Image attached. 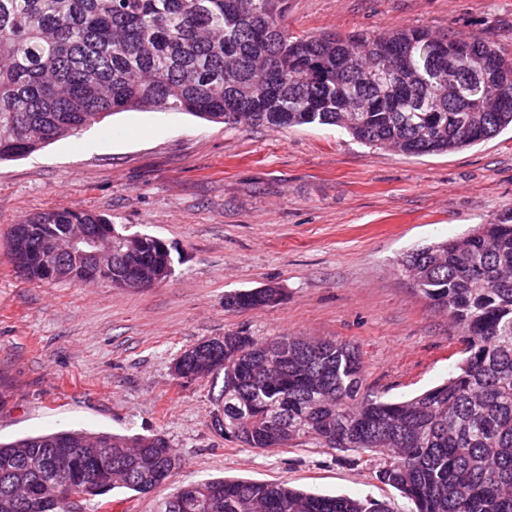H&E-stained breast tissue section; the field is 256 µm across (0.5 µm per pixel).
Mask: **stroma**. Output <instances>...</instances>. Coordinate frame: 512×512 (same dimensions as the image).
<instances>
[{"instance_id":"35a3bbf8","label":"stroma","mask_w":512,"mask_h":512,"mask_svg":"<svg viewBox=\"0 0 512 512\" xmlns=\"http://www.w3.org/2000/svg\"><path fill=\"white\" fill-rule=\"evenodd\" d=\"M291 32L423 28L484 33L512 53V0H288ZM512 208V130L410 157L340 128L229 126L182 112L128 111L0 162V441L61 428L163 434L177 465L147 494L116 489L75 512H156L180 485L285 481L410 512L371 453L310 442L268 453L224 438L223 375L183 383L186 349L230 332L333 338L358 347L363 390L402 398L460 357L446 312L400 261ZM85 210L162 240L172 273L141 290L30 282L14 268L13 224ZM274 287L277 303L232 311L227 294Z\"/></svg>"}]
</instances>
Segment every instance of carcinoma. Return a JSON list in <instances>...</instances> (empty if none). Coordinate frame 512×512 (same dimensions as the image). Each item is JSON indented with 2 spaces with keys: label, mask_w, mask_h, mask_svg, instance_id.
Segmentation results:
<instances>
[{
  "label": "carcinoma",
  "mask_w": 512,
  "mask_h": 512,
  "mask_svg": "<svg viewBox=\"0 0 512 512\" xmlns=\"http://www.w3.org/2000/svg\"><path fill=\"white\" fill-rule=\"evenodd\" d=\"M288 0H0V160L29 155L108 115L150 110L270 128L336 126L406 156L460 151L512 126V55L479 32L307 33ZM82 210L27 220L52 240ZM143 257L162 266L147 237ZM16 272L41 282L36 258ZM402 268L448 312L463 357L443 383L402 400L361 393L364 361L336 339L224 335L213 369L187 352L182 376L224 373V438L275 451L308 441L384 456L376 478L411 512H512V209L419 247ZM274 287L229 294L268 306ZM74 450L65 469L57 461ZM161 434L59 430L0 442V512H71L115 488L145 494L168 464ZM159 512H391L384 502L313 494L285 481L208 480Z\"/></svg>",
  "instance_id": "carcinoma-1"
}]
</instances>
